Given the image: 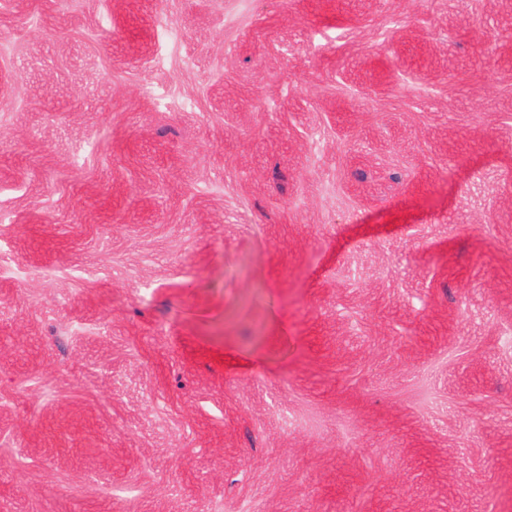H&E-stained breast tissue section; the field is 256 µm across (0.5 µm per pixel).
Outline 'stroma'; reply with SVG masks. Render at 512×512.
I'll return each instance as SVG.
<instances>
[{
	"label": "stroma",
	"instance_id": "obj_1",
	"mask_svg": "<svg viewBox=\"0 0 512 512\" xmlns=\"http://www.w3.org/2000/svg\"><path fill=\"white\" fill-rule=\"evenodd\" d=\"M0 512H512V0H0Z\"/></svg>",
	"mask_w": 512,
	"mask_h": 512
}]
</instances>
